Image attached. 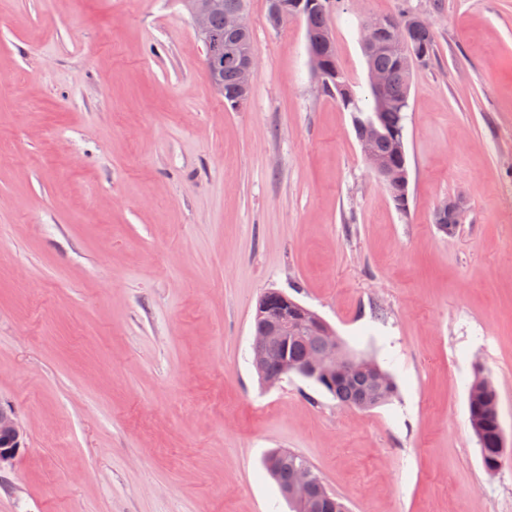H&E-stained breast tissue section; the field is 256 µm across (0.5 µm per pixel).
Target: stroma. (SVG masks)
Masks as SVG:
<instances>
[{
  "mask_svg": "<svg viewBox=\"0 0 512 512\" xmlns=\"http://www.w3.org/2000/svg\"><path fill=\"white\" fill-rule=\"evenodd\" d=\"M433 26L405 121L409 206L318 93L302 21L249 0L245 107L212 85L182 0H0V407L25 447L0 512H288L262 466L305 457L350 512H512V0H335ZM463 198L455 234L432 222ZM319 313L395 397L361 411L258 378L257 303ZM482 370L508 453L468 424Z\"/></svg>",
  "mask_w": 512,
  "mask_h": 512,
  "instance_id": "obj_1",
  "label": "stroma"
}]
</instances>
